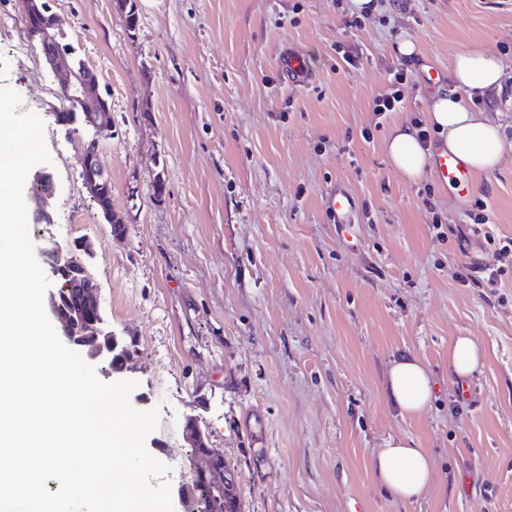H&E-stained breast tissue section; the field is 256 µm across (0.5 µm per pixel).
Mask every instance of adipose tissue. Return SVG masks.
I'll list each match as a JSON object with an SVG mask.
<instances>
[{"label": "adipose tissue", "mask_w": 512, "mask_h": 512, "mask_svg": "<svg viewBox=\"0 0 512 512\" xmlns=\"http://www.w3.org/2000/svg\"><path fill=\"white\" fill-rule=\"evenodd\" d=\"M502 78L503 66L495 57L464 50L457 54L448 74L449 90L430 97L428 121L442 138L444 148L478 173L491 172L498 166L505 143L498 125L486 112L474 109L473 98L500 87ZM385 152L392 167L412 180L421 178L430 165V150L421 146L417 128L408 123L390 130ZM433 391V377L419 359L404 355L392 362L384 392L401 416H420ZM371 466L378 481L402 502L420 498L432 484L431 456L402 439L386 442L373 455Z\"/></svg>", "instance_id": "obj_1"}]
</instances>
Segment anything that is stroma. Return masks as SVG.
Returning <instances> with one entry per match:
<instances>
[{
  "instance_id": "1",
  "label": "stroma",
  "mask_w": 512,
  "mask_h": 512,
  "mask_svg": "<svg viewBox=\"0 0 512 512\" xmlns=\"http://www.w3.org/2000/svg\"><path fill=\"white\" fill-rule=\"evenodd\" d=\"M136 4L130 32L118 0H50L111 105L101 161L124 239L82 184L85 134L55 121L60 79L21 0H0V88L42 118L52 158L51 221L30 224V238L89 244L80 259L109 326L137 345L130 402L160 411L145 444L172 466L165 483L175 491L194 476L183 436L193 415L234 473L242 512H512V272L494 286L461 282L492 260L468 233L470 201L386 159L389 130L425 115L432 87L415 77L401 111H372L399 63L445 72L460 50L487 51L505 75L479 106L512 143V0H383L352 32L348 0ZM404 38L414 58L398 53ZM288 47L315 73L307 88L275 66ZM338 186L355 198L356 223L325 208ZM472 195L488 204V231L512 238V152L475 175ZM456 336L485 352L462 380L448 373ZM408 354L435 384L415 419L383 390L390 362ZM391 438L434 459L420 499L396 500L372 472Z\"/></svg>"
}]
</instances>
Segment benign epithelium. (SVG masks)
Masks as SVG:
<instances>
[{
    "label": "benign epithelium",
    "instance_id": "1",
    "mask_svg": "<svg viewBox=\"0 0 512 512\" xmlns=\"http://www.w3.org/2000/svg\"><path fill=\"white\" fill-rule=\"evenodd\" d=\"M22 8L32 38L40 44L45 63L55 75L62 77L61 89L67 93L71 103L82 112L83 123L94 131L95 137L90 141V145L82 146L83 185L92 200L101 208L107 222H116L114 234L121 236L126 229L125 220L112 215V208L108 205L110 181L100 161V146L112 131V117L110 110L101 106L104 98L98 89L96 73L83 63H74L69 53L61 49L58 44L61 27L57 15L51 12L46 0H22ZM53 194L54 182L51 174L44 169L36 171L32 176L29 195L35 222L49 221L47 207ZM74 248L87 250L86 244L80 240L75 241L72 246L54 242L42 250V256L54 267L55 272H63L77 264L76 258L72 256ZM76 287L85 300L92 301L97 307L100 306L98 293L86 271L80 272L76 279ZM46 308L48 316L58 328V337L62 342L80 350L91 363L101 360V355L87 349V341L75 335L71 319L59 311L54 289L48 293ZM121 342V337L112 335V376L117 379L121 378L129 363V359L124 357L120 349ZM183 433L190 447L198 449V452L191 455L192 460L200 462V465L195 467V472L209 477L218 486L224 485L229 476L220 473L217 464L222 452L208 447L204 431L198 425L184 426Z\"/></svg>",
    "mask_w": 512,
    "mask_h": 512
}]
</instances>
